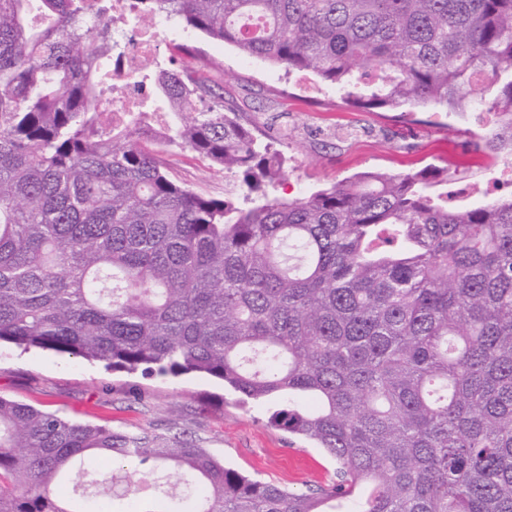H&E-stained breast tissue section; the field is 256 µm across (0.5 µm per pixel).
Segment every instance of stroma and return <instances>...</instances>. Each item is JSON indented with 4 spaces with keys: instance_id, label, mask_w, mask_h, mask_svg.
Segmentation results:
<instances>
[{
    "instance_id": "1",
    "label": "stroma",
    "mask_w": 512,
    "mask_h": 512,
    "mask_svg": "<svg viewBox=\"0 0 512 512\" xmlns=\"http://www.w3.org/2000/svg\"><path fill=\"white\" fill-rule=\"evenodd\" d=\"M158 65L168 66L170 49L195 45L203 56L223 63L218 79L237 99L241 120L256 125L262 139L280 151L285 174L269 185V196L301 198L328 189L360 173L406 174L426 166L465 170L478 184L474 204L497 200L491 183L500 179L503 162L471 150L472 127L493 134L498 116L487 112L474 123L449 121L444 113L360 112L342 101L335 85L316 73L287 69L260 58H247L236 46L185 28L180 22L159 33ZM172 176L202 193L232 195L244 205L237 176L211 170L190 152L172 151ZM0 396L56 410L80 423L157 434L180 428L199 438L225 463L251 478L307 492L328 485L336 464L313 443L275 426L272 402L243 399L222 381L203 374L145 376L106 369L104 364L69 354L0 346Z\"/></svg>"
}]
</instances>
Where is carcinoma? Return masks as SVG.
I'll return each mask as SVG.
<instances>
[{
  "mask_svg": "<svg viewBox=\"0 0 512 512\" xmlns=\"http://www.w3.org/2000/svg\"><path fill=\"white\" fill-rule=\"evenodd\" d=\"M243 53L312 71L363 112L405 105L512 118V0H136ZM112 0H0V343L116 371L200 373L336 461L296 493L169 435L73 422L0 397V512H117L148 462L193 480L159 512H512V199L460 207L448 169L371 172L303 198L265 193L282 156L240 122L218 62L188 44L135 81L175 109L114 125ZM392 72L356 91L357 69ZM512 142V121L485 141ZM262 202L197 192L171 149ZM126 488L77 500L85 458ZM114 475L76 469L86 495Z\"/></svg>",
  "mask_w": 512,
  "mask_h": 512,
  "instance_id": "carcinoma-1",
  "label": "carcinoma"
}]
</instances>
